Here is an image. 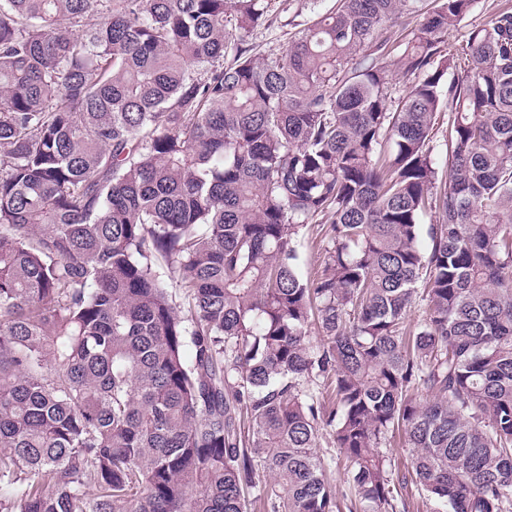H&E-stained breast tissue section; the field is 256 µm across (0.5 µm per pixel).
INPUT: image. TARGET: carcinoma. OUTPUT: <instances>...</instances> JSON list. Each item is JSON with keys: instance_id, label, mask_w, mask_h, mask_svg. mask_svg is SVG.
<instances>
[{"instance_id": "1", "label": "carcinoma", "mask_w": 512, "mask_h": 512, "mask_svg": "<svg viewBox=\"0 0 512 512\" xmlns=\"http://www.w3.org/2000/svg\"><path fill=\"white\" fill-rule=\"evenodd\" d=\"M419 2L0 0V512H512V4ZM333 0H269V22L255 29L251 41L258 54L279 52L288 46L289 38L316 12H325ZM504 0H478L473 11L459 25V27L448 34L450 42H458L462 40V35L472 27V25H480L486 23L496 9L504 3ZM320 235H317L316 227L304 231L299 242L300 262L299 269L304 277L310 275L320 264L322 255V242ZM318 451L324 459L326 475L331 482L336 484V490L349 492L344 471V461L334 447L328 432L325 430L320 439ZM400 498L405 499L407 503L408 512H446L442 506L435 502L434 500L429 499L424 492L414 485H408L407 488L401 489V494L399 491ZM400 498H398V506L401 509Z\"/></svg>"}]
</instances>
